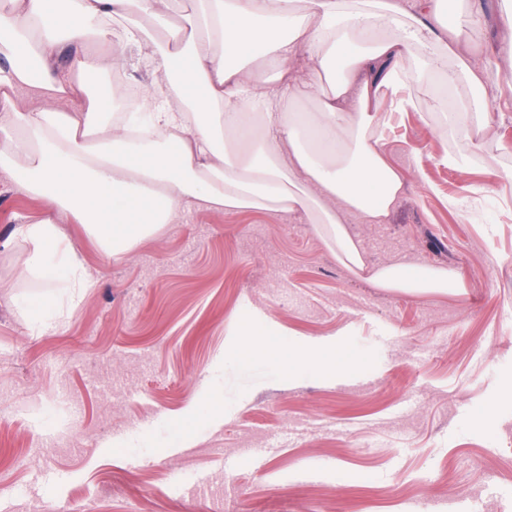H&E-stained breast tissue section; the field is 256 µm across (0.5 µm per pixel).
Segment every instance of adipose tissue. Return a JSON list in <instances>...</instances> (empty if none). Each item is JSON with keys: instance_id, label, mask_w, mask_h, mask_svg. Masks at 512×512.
I'll use <instances>...</instances> for the list:
<instances>
[{"instance_id": "adipose-tissue-1", "label": "adipose tissue", "mask_w": 512, "mask_h": 512, "mask_svg": "<svg viewBox=\"0 0 512 512\" xmlns=\"http://www.w3.org/2000/svg\"><path fill=\"white\" fill-rule=\"evenodd\" d=\"M168 0H10L0 9V171L44 206L38 220L13 227L23 249L22 275L54 285L71 300L92 287L59 219L79 225L106 257L127 256L186 208L217 212L304 213L330 225L346 263L365 268L364 253L342 212L369 223L389 218L404 177L372 135L386 114L418 109L432 94L443 61L468 92L456 104L490 133L494 71L512 64V0L500 17L508 36L489 66L478 34L480 0H199L182 22ZM73 46L71 68L56 66ZM133 46L163 61V75L143 87L152 110L149 137L132 140L106 105L126 96L115 81ZM310 61L305 77L291 63ZM41 108L19 104L22 95ZM316 100L317 110L301 105ZM370 279L393 291H458L445 269L399 263Z\"/></svg>"}]
</instances>
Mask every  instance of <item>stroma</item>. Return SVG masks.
Instances as JSON below:
<instances>
[{
    "mask_svg": "<svg viewBox=\"0 0 512 512\" xmlns=\"http://www.w3.org/2000/svg\"><path fill=\"white\" fill-rule=\"evenodd\" d=\"M490 107L481 151L448 113H392L406 192L387 223L346 218L370 262L455 271L458 294L372 286L299 213L191 208L117 262L80 244L96 286L72 305L19 278L10 235L42 205L0 171V512H512V97ZM39 296L58 321L31 320ZM251 330L273 353L236 355ZM295 338L352 368L295 364Z\"/></svg>",
    "mask_w": 512,
    "mask_h": 512,
    "instance_id": "35a3bbf8",
    "label": "stroma"
}]
</instances>
